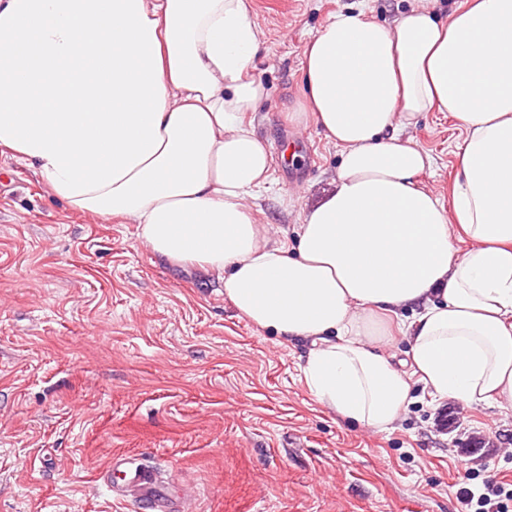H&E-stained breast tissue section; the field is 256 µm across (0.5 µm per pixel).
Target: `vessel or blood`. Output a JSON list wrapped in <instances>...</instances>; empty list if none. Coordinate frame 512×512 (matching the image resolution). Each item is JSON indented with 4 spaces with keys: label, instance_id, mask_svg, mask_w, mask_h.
Instances as JSON below:
<instances>
[{
    "label": "vessel or blood",
    "instance_id": "b4317fda",
    "mask_svg": "<svg viewBox=\"0 0 512 512\" xmlns=\"http://www.w3.org/2000/svg\"><path fill=\"white\" fill-rule=\"evenodd\" d=\"M113 493L134 500L142 512H186L167 498L160 476L148 466L126 456L113 457L105 468Z\"/></svg>",
    "mask_w": 512,
    "mask_h": 512
}]
</instances>
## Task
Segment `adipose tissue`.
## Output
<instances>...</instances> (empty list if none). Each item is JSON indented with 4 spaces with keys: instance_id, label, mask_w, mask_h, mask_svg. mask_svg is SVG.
Segmentation results:
<instances>
[{
    "instance_id": "obj_1",
    "label": "adipose tissue",
    "mask_w": 512,
    "mask_h": 512,
    "mask_svg": "<svg viewBox=\"0 0 512 512\" xmlns=\"http://www.w3.org/2000/svg\"><path fill=\"white\" fill-rule=\"evenodd\" d=\"M260 41L249 0H0V148L307 343L305 383L341 420L389 430L417 383L512 406V0H460L444 23L339 12L311 37L307 109L341 163L292 245L247 204L271 182L245 124ZM423 112L462 130L445 203L401 138Z\"/></svg>"
}]
</instances>
